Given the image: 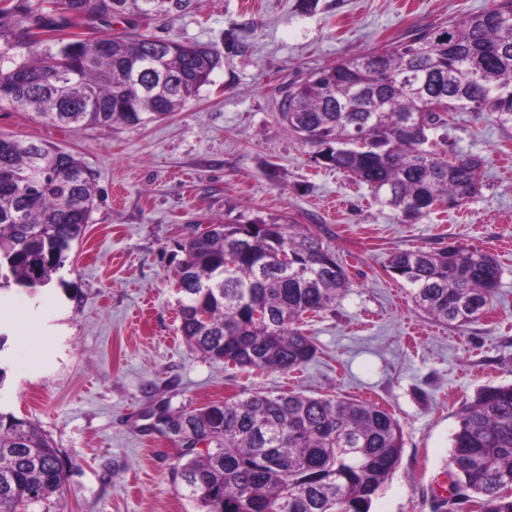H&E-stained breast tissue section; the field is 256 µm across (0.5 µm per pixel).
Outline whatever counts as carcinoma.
<instances>
[{"label":"carcinoma","instance_id":"1","mask_svg":"<svg viewBox=\"0 0 512 512\" xmlns=\"http://www.w3.org/2000/svg\"><path fill=\"white\" fill-rule=\"evenodd\" d=\"M0 0V104L77 131L141 126L179 111L210 83L221 54L140 29L197 0ZM124 27L114 30V23ZM37 29L44 40L29 39ZM281 118L315 164L353 174L403 221L455 209L480 190L483 159L438 146L455 112L512 129V0L368 49L292 84ZM92 172L49 143L0 136V288L50 285L89 224ZM179 332L187 346L242 370L292 371L316 346L303 317L334 309L351 282L320 234L261 217L211 224L179 244ZM288 254V266L279 255ZM386 270L433 320L484 314L503 269L457 242L395 250ZM156 422L179 436L175 470L194 512H369L398 466L400 423L367 401L291 390L243 397ZM210 445L203 453L195 444ZM452 485L477 512H512V384L487 385L452 435ZM65 462L32 420L0 413V512H38L62 496Z\"/></svg>","mask_w":512,"mask_h":512}]
</instances>
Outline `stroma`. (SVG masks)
Returning <instances> with one entry per match:
<instances>
[{"mask_svg": "<svg viewBox=\"0 0 512 512\" xmlns=\"http://www.w3.org/2000/svg\"><path fill=\"white\" fill-rule=\"evenodd\" d=\"M490 3L198 0L150 27L224 57L180 111L75 132L0 106V134L74 153L95 178L91 221L57 278L0 290V411L39 423L61 452L67 478L50 512H193L173 477L181 441L153 430V412L292 389L370 400L399 421L400 463L369 512H468L444 502L458 414L480 387L512 382V129L454 114L448 146L483 158L482 187L456 209L401 224L365 184L315 165L278 102L315 69ZM255 216L321 225L351 280L333 310L306 317L317 353L287 373L206 358L179 332V242L197 225ZM455 241L503 268L487 314L462 328L429 318L385 270L394 250Z\"/></svg>", "mask_w": 512, "mask_h": 512, "instance_id": "obj_1", "label": "stroma"}]
</instances>
